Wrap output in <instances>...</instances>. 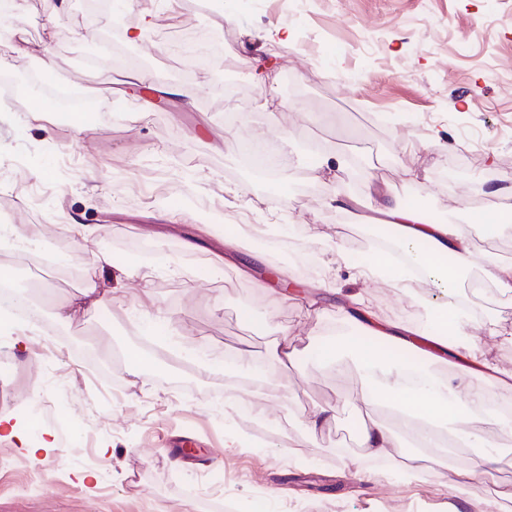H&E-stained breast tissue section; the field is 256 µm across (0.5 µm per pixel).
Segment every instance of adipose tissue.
<instances>
[{
    "mask_svg": "<svg viewBox=\"0 0 512 512\" xmlns=\"http://www.w3.org/2000/svg\"><path fill=\"white\" fill-rule=\"evenodd\" d=\"M379 220L390 228L406 250L408 264L430 278L441 293L434 304L428 323H397L383 320L365 299H358L356 307L339 305L342 319H364L374 329L376 344L351 338L349 344L360 358L364 371L361 401L371 406L375 394H382L389 403L408 418L423 420L422 437H429L436 427L453 423L460 432H467L472 414L485 405L488 394L487 378H494L505 388L512 387V369L497 366L484 347L468 343L466 331L472 317L457 300V280L460 271L479 267L486 278L501 293H512V262H492L481 258L473 237L454 224L429 221L413 206H405L390 198H382L377 208ZM110 254H99L93 268L87 269L79 294L71 303L72 310L93 312L106 305L112 293L101 282L96 268L111 265ZM426 337L439 356H452L462 361L464 377L459 380L435 379L433 386L413 388L405 377L412 366L402 358L397 343L411 344L413 337ZM477 447L483 448L479 470H455L445 478L456 490H466L475 479H482L493 488L486 500L487 508H494L498 500L512 499V482L501 480V454L497 441L476 437Z\"/></svg>",
    "mask_w": 512,
    "mask_h": 512,
    "instance_id": "adipose-tissue-1",
    "label": "adipose tissue"
}]
</instances>
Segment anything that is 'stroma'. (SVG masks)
I'll list each match as a JSON object with an SVG mask.
<instances>
[{"label":"stroma","instance_id":"35a3bbf8","mask_svg":"<svg viewBox=\"0 0 512 512\" xmlns=\"http://www.w3.org/2000/svg\"><path fill=\"white\" fill-rule=\"evenodd\" d=\"M201 2L141 0L128 27L144 9L156 22L139 42L119 36L108 67L81 61L104 34L88 21L87 0H16L7 17L33 55L0 51V76L15 64L101 101L79 132L51 111L31 117V93L0 94V224L50 225L40 250L66 247L81 269L105 252L124 274L101 272L115 290L111 306L63 318L82 277L22 267L0 250L12 286L44 320L0 329V395L29 389L0 405V417L28 428L27 445L0 438V512H254L259 503L268 512H483L489 485L459 492L437 477L475 468L481 449L457 437L448 451H412L396 409L379 398L364 408L356 354L342 348L335 364L322 361L336 304L324 289L364 295L383 319L410 322L424 321L440 295L426 280L403 292L353 279L352 265L375 249L346 238L353 217L330 203L346 172L315 170L339 152L361 157L365 176L350 196L373 188L462 225L486 257L512 261V230L493 239L483 231L501 204L487 182L512 188V0H306L299 11L279 0ZM282 26L293 32L285 43L275 34ZM200 29L212 64L189 75L170 45ZM45 54L49 73L38 62ZM249 58L270 62L273 75L257 80ZM136 71L153 83L129 85ZM161 85L180 93L160 98ZM256 142L278 152L279 176L247 154ZM36 164L46 179L30 178ZM284 223L297 234L242 235ZM69 224L85 234L73 238ZM229 227L241 234L230 255ZM250 248L261 259L244 274L237 260ZM269 267L281 283L303 279L302 297L321 298L325 321L284 301ZM471 296L472 339L512 368V295L487 285ZM152 319L163 335L149 330ZM285 330L298 354L283 377L267 350ZM187 346L207 353L220 377L200 379ZM242 348L249 362L225 368ZM132 352L144 359L138 377L127 369ZM319 406L335 418L313 435L304 416ZM366 411L394 432L402 455L420 460L421 474L368 466L361 448L342 454ZM471 430L497 437L499 477L512 481V419L480 412ZM232 431L244 447L225 448ZM46 432L54 449L31 460L28 446Z\"/></svg>","mask_w":512,"mask_h":512}]
</instances>
